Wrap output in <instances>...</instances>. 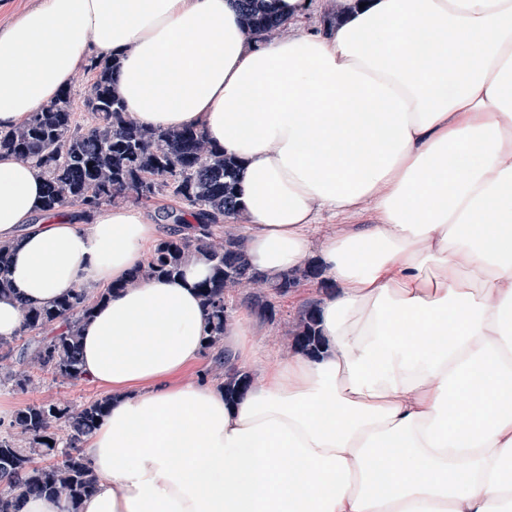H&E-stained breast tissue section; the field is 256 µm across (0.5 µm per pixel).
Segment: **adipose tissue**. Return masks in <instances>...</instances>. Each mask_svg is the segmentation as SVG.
Instances as JSON below:
<instances>
[{"label":"adipose tissue","mask_w":512,"mask_h":512,"mask_svg":"<svg viewBox=\"0 0 512 512\" xmlns=\"http://www.w3.org/2000/svg\"><path fill=\"white\" fill-rule=\"evenodd\" d=\"M330 7L327 33L261 41L232 0H38L0 33V127L90 50L119 54L135 121L239 160L250 263L274 279L314 256L330 285L317 356L259 362L244 311L225 340L258 384H172L202 352L206 261L124 287L157 225L39 220L37 170L0 155V337L20 300L117 287L81 329L113 398L78 512H512V0ZM323 213L343 223L317 245Z\"/></svg>","instance_id":"1"}]
</instances>
